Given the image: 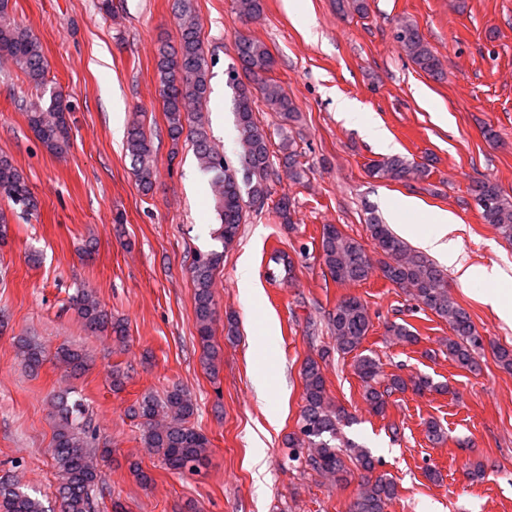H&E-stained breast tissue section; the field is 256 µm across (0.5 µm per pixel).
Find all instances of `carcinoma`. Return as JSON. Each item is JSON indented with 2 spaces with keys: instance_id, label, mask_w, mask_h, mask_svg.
I'll return each instance as SVG.
<instances>
[{
  "instance_id": "cac0c4a2",
  "label": "carcinoma",
  "mask_w": 512,
  "mask_h": 512,
  "mask_svg": "<svg viewBox=\"0 0 512 512\" xmlns=\"http://www.w3.org/2000/svg\"><path fill=\"white\" fill-rule=\"evenodd\" d=\"M339 12H353L363 17L368 13V0H336ZM239 19L251 21L263 12V0H234ZM179 44L175 48L161 47L156 63L163 112L168 137L178 143L182 136L191 137L200 170L208 177L213 206L219 227L213 239L222 250L211 249L195 254L191 267L194 284V314L204 364L216 373L217 352L212 343V328L217 309L212 290L215 270L244 223L246 207L264 206L271 196L270 182L279 177L269 152V135L254 117V94L260 92L268 111L282 121H295L298 112L293 99L272 77L276 61L267 45L257 39L238 35L235 51L241 71L231 70L228 77L235 90L237 162L233 167L208 136L201 112L209 93V68L200 38V20L193 0H178ZM396 41L415 66L434 79L444 76L442 63L418 27L401 22ZM0 56L6 57L36 86L46 85L47 61L38 38L27 28L0 22ZM28 123L47 150L57 156L71 146V128L66 107L60 95L51 93L50 104L35 106L28 113ZM282 150L285 174L295 183L305 174L295 140L283 139ZM126 152L139 186L145 192L152 189L156 178L154 149L151 139L140 123L127 130ZM367 173L376 179L397 182L422 181L430 175L422 163L404 156H390L367 165ZM475 198L484 200L479 211L484 222L494 225L506 239L512 240V197L486 179L471 188ZM0 200L27 209L35 207L22 172L6 155H0ZM367 228L383 259L374 266L362 244L334 224L322 226L320 259L336 283L344 285L368 280L374 270L396 287L446 323L452 332L445 343L448 359L470 371L478 368V354L483 349L479 335L468 313L448 295V283L438 266L423 254L413 250L404 240L391 232L375 216L368 218ZM70 308L75 311L85 329L91 333L108 332L123 344L127 338L124 321L112 316L95 293L81 289L71 297ZM328 329L336 351L350 354L362 347L372 327L367 306L356 296L342 298L329 313ZM386 335L402 343L418 341L416 332L406 323L390 322ZM17 358L29 371H37L45 355L42 344L34 336L15 337ZM56 361L75 375L85 372L88 356L80 348L61 344L55 353ZM354 372L360 379L363 397L371 411L385 414L388 399L397 391L412 389L417 393L432 388L424 377L410 382L399 375L379 381L380 367L369 355H359ZM302 406L297 430L288 435L291 460H304V468L338 482L358 474L357 493L349 512H386L388 504L398 496L397 484L385 474L375 473V461L370 453L340 436L338 424L343 410L327 395L320 363L313 357L305 360ZM56 425L52 448L49 449L58 476L59 512H97L103 497L105 474L101 462L110 449L100 444L96 432L85 420L84 404L70 398V393L57 394L52 399ZM195 405L191 394L174 385L162 397L146 394L130 408V414L142 420L143 441L164 464L179 473L197 474L208 466L210 441L190 425ZM0 512H54L41 500L31 496L9 480L0 481Z\"/></svg>"
}]
</instances>
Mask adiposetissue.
I'll use <instances>...</instances> for the list:
<instances>
[{
    "label": "adipose tissue",
    "instance_id": "ef3b65f1",
    "mask_svg": "<svg viewBox=\"0 0 512 512\" xmlns=\"http://www.w3.org/2000/svg\"><path fill=\"white\" fill-rule=\"evenodd\" d=\"M417 207L418 204L414 199L405 198L400 203L390 205L388 215L404 238L413 241L422 251L458 272L460 283H468L471 272L465 268L461 249L452 235L455 228L453 215L439 214L433 228L430 229L418 224L405 223L404 213L414 211Z\"/></svg>",
    "mask_w": 512,
    "mask_h": 512
}]
</instances>
